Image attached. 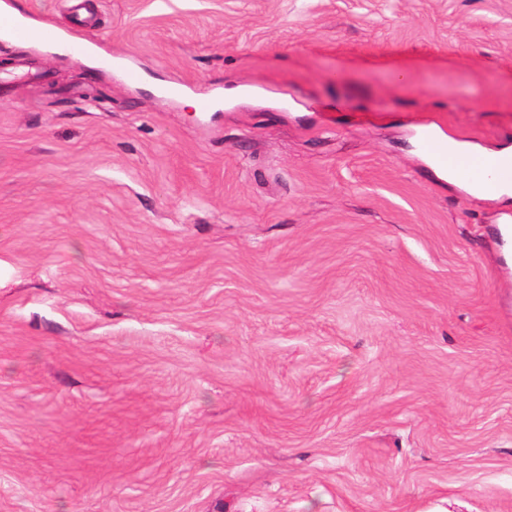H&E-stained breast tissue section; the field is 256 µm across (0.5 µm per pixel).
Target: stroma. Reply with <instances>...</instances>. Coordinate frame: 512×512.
Instances as JSON below:
<instances>
[{
  "mask_svg": "<svg viewBox=\"0 0 512 512\" xmlns=\"http://www.w3.org/2000/svg\"><path fill=\"white\" fill-rule=\"evenodd\" d=\"M12 2L0 512H512V0ZM5 6L0 4V33L18 38L35 39L42 44H56L63 39V35L56 28L50 26H33L28 19L29 15L20 13L19 15L11 12L8 6H11V0H3Z\"/></svg>",
  "mask_w": 512,
  "mask_h": 512,
  "instance_id": "1",
  "label": "stroma"
}]
</instances>
